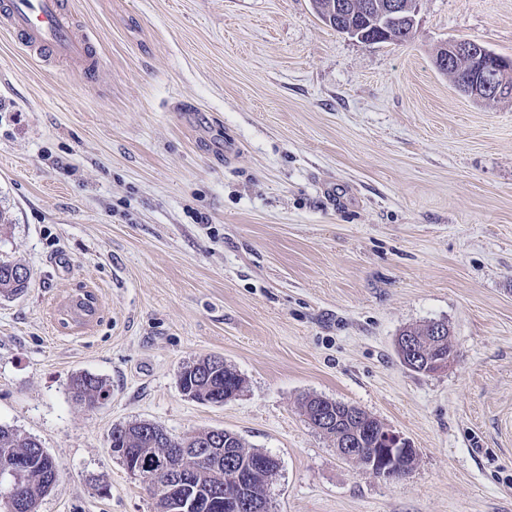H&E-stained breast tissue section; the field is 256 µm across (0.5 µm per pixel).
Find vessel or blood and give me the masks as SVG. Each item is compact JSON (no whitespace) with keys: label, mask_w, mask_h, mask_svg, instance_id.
Masks as SVG:
<instances>
[{"label":"vessel or blood","mask_w":512,"mask_h":512,"mask_svg":"<svg viewBox=\"0 0 512 512\" xmlns=\"http://www.w3.org/2000/svg\"><path fill=\"white\" fill-rule=\"evenodd\" d=\"M0 27L39 54L48 52L84 64L94 52L91 38L76 27L64 0H8L0 12Z\"/></svg>","instance_id":"1"}]
</instances>
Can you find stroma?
Returning a JSON list of instances; mask_svg holds the SVG:
<instances>
[{
  "instance_id": "35a3bbf8",
  "label": "stroma",
  "mask_w": 512,
  "mask_h": 512,
  "mask_svg": "<svg viewBox=\"0 0 512 512\" xmlns=\"http://www.w3.org/2000/svg\"><path fill=\"white\" fill-rule=\"evenodd\" d=\"M68 8L95 79L0 28V260L31 272L0 296V425L59 465L38 512H156L109 447L140 420L274 456L270 512H512V99L433 62L451 39L512 59V0H421L402 45L311 0ZM433 320L454 359L412 372L397 338ZM209 356L244 380L221 405L178 386ZM80 372L110 397L75 403ZM311 396L399 432L414 468L342 458Z\"/></svg>"
}]
</instances>
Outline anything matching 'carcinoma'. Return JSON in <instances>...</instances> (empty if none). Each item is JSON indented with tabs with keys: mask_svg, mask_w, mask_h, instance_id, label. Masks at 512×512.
<instances>
[{
	"mask_svg": "<svg viewBox=\"0 0 512 512\" xmlns=\"http://www.w3.org/2000/svg\"><path fill=\"white\" fill-rule=\"evenodd\" d=\"M314 11L324 17L331 3H344L349 6L351 22L368 30L379 23L376 14L365 15L359 10L362 0H311ZM29 269L21 263L0 261V294L18 296L28 288ZM217 361L215 357L202 359L183 368L185 389L194 392L197 397L207 396L212 402L224 403V394L239 392L243 380L238 373L221 368L204 369V366ZM70 391L79 403L89 407L107 399L110 390L99 377L90 373H79L71 377ZM384 424L360 410L351 416L342 408H336V425L324 434L338 441L343 435L355 432L362 441L361 447L370 448L377 436L375 430ZM165 429L151 421L134 422L116 426L110 436V447L119 453V458L130 461L142 473L151 472L160 466L161 457L167 445L161 443L158 434ZM190 447L210 446L222 443L224 461L217 467L205 468L195 475L193 492L188 495L191 512H226L224 498L213 496V488L224 485V468L228 465L244 474V485L240 495L252 502L267 501L266 487L272 478L269 465L273 456L258 449L246 448L243 440L235 433L226 430H204L197 434L179 438ZM19 457L17 464L23 470L20 476L22 508L20 512H37L40 500L57 485L60 471L56 460L43 448L38 439L20 434L17 430L0 425V462Z\"/></svg>",
	"mask_w": 512,
	"mask_h": 512,
	"instance_id": "obj_1",
	"label": "carcinoma"
}]
</instances>
